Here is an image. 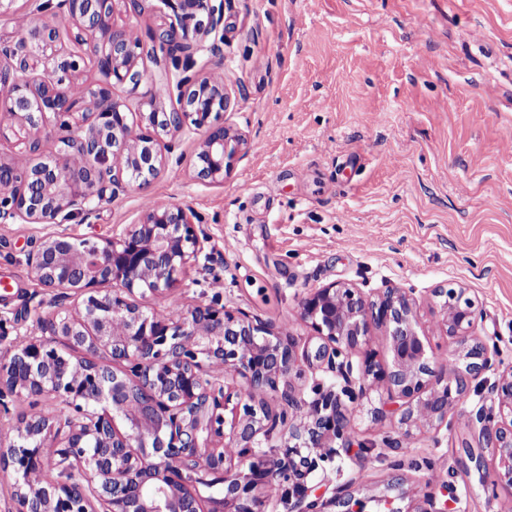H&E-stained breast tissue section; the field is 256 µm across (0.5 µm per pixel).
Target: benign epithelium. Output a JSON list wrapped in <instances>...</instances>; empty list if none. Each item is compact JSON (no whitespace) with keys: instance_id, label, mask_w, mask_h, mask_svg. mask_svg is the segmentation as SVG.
<instances>
[{"instance_id":"1","label":"benign epithelium","mask_w":512,"mask_h":512,"mask_svg":"<svg viewBox=\"0 0 512 512\" xmlns=\"http://www.w3.org/2000/svg\"><path fill=\"white\" fill-rule=\"evenodd\" d=\"M146 0H50L89 53L67 50L59 27L33 14L17 17L23 30L42 32L38 68L27 40L0 45V113L7 129L24 134V149L0 159V223L44 224L26 264L36 281L64 298L81 299L75 314L37 315L35 329L0 350V417L21 398L51 397L54 413L30 412L12 425L15 438L0 447V473L14 481L13 512H267L275 489L293 481L292 512H322L307 479L343 440L351 409L343 400L384 390L376 409L397 405L400 424L439 428L468 382L495 366L487 343L474 334L476 303L462 286L431 290L441 299L436 330L456 339L459 367L427 349L413 292L387 288L371 296L332 283L312 289L300 317L311 339L296 350L286 328L270 325L216 301L177 314L149 307L137 296H162L178 287L203 250L194 211L148 203L140 223L119 236L79 239L63 225L88 219L104 203L145 188L172 153V139L199 134L195 177L224 182L242 134L220 122L234 105L224 85V8L230 0H161L174 20L160 25L146 47L138 33L114 22L117 5L142 10ZM208 53L198 64L197 55ZM62 60H57V57ZM175 73L177 105L160 109L155 97L129 119L112 97L116 85L146 82V60ZM92 62L98 79L76 95L75 74ZM57 126V158L31 162L47 119ZM0 124V138L4 137ZM383 331L391 361L369 349ZM106 351L108 365L99 360ZM364 353L354 369L350 356ZM127 364L128 370L117 366ZM336 372L341 391L322 393L311 414L284 380L301 366ZM235 381L226 382V376ZM288 407L274 412L265 397ZM231 419H226V414ZM478 448H466L479 471L490 470L492 495L512 489V369L499 375L488 399L469 413ZM296 440L283 457L259 451L278 427ZM415 512H448L455 499L418 490Z\"/></svg>"}]
</instances>
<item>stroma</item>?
Masks as SVG:
<instances>
[{
	"label": "stroma",
	"mask_w": 512,
	"mask_h": 512,
	"mask_svg": "<svg viewBox=\"0 0 512 512\" xmlns=\"http://www.w3.org/2000/svg\"><path fill=\"white\" fill-rule=\"evenodd\" d=\"M115 99L137 112L144 96L174 104L159 66ZM224 83L237 104L225 125L248 145L223 183L196 179L197 136L142 192L128 191L87 220L77 238L116 236L147 202L188 205L206 243L197 265L150 307L189 309L219 300L298 343L310 291L346 283L374 293L413 290L436 355L454 340L434 334L432 288L455 283L478 300L476 333L499 355L482 388L467 387L448 425L414 430L399 453V416L374 418L382 392L354 403L351 434L377 441L360 454L321 461L307 483L322 501L350 493L365 512L381 497L410 507L405 492L448 481L453 512H512V491L489 497L478 471L460 463L476 435L466 421L512 369V0H233L224 11ZM41 224H0V324L8 338L32 325L28 308L55 313L52 292L25 262Z\"/></svg>",
	"instance_id": "obj_1"
}]
</instances>
